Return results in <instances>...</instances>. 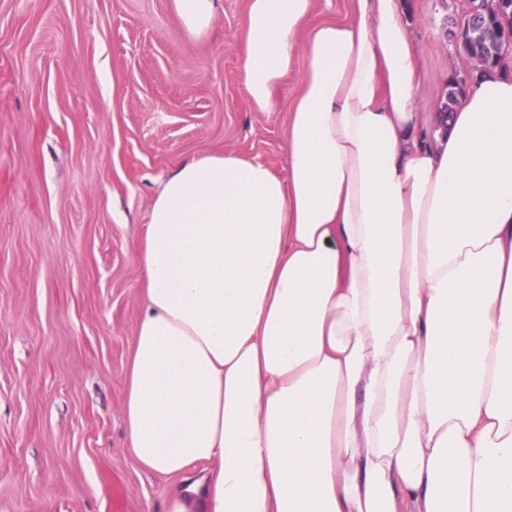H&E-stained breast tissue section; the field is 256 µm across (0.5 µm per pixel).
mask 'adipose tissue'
Here are the masks:
<instances>
[{
    "label": "adipose tissue",
    "instance_id": "ef3b65f1",
    "mask_svg": "<svg viewBox=\"0 0 512 512\" xmlns=\"http://www.w3.org/2000/svg\"><path fill=\"white\" fill-rule=\"evenodd\" d=\"M323 23L286 175L201 152L136 243L144 308L124 422L165 512H512V76L418 141L402 0ZM312 0H248L263 110Z\"/></svg>",
    "mask_w": 512,
    "mask_h": 512
}]
</instances>
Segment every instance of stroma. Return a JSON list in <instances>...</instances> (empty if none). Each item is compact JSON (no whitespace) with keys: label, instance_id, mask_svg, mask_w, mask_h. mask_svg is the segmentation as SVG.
I'll list each match as a JSON object with an SVG mask.
<instances>
[{"label":"stroma","instance_id":"obj_1","mask_svg":"<svg viewBox=\"0 0 512 512\" xmlns=\"http://www.w3.org/2000/svg\"><path fill=\"white\" fill-rule=\"evenodd\" d=\"M416 106L435 128L467 60L447 35L464 0H404ZM247 0L206 32L173 0H0V512H164L172 481L124 431L142 308L134 249L161 181L235 151L288 171L282 148L305 66L252 105Z\"/></svg>","mask_w":512,"mask_h":512}]
</instances>
